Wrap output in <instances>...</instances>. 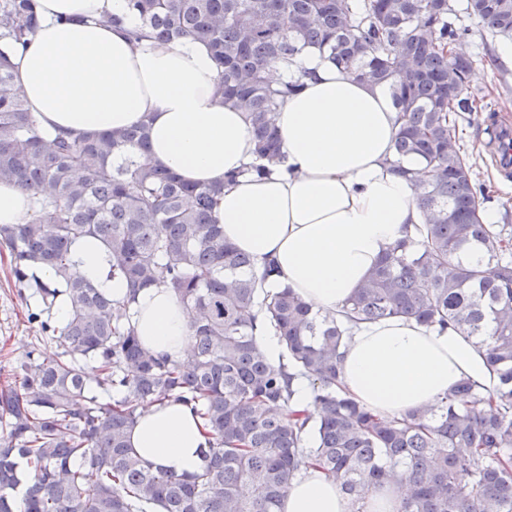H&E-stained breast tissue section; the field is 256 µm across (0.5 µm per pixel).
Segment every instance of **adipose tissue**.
<instances>
[{
    "label": "adipose tissue",
    "instance_id": "1",
    "mask_svg": "<svg viewBox=\"0 0 512 512\" xmlns=\"http://www.w3.org/2000/svg\"><path fill=\"white\" fill-rule=\"evenodd\" d=\"M38 3V28L8 58L41 124L83 133L148 124L151 163L199 186L223 184L214 214L225 241L251 257L254 275L275 261L314 310L336 312L421 223L414 183L422 164L409 161L406 177L390 167L401 121L386 86L356 79L314 47L272 69L273 81L301 88L278 110L281 159L256 178L245 173L256 158L249 109L215 97L218 69L204 41L131 43L125 31L140 19L128 0ZM105 14L121 26L100 24ZM230 173L237 179L228 184ZM35 206L30 193L0 183V224L24 223ZM75 259L104 292L125 295V284L105 274L100 242L80 241ZM132 323L150 351L189 359L187 312L170 288L143 289ZM343 354L341 384L385 417L433 404L461 380L491 381L473 341L404 318L360 326ZM129 442L145 462L179 474L198 471L207 446L201 420L171 399L149 406ZM281 512H350V505L335 481L311 471L292 481Z\"/></svg>",
    "mask_w": 512,
    "mask_h": 512
}]
</instances>
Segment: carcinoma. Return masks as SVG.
I'll return each instance as SVG.
<instances>
[{
    "mask_svg": "<svg viewBox=\"0 0 512 512\" xmlns=\"http://www.w3.org/2000/svg\"><path fill=\"white\" fill-rule=\"evenodd\" d=\"M37 0H0V181L38 195L25 224H0L19 295L56 340L0 381V512H277L292 481L313 468L336 481L352 512H367L373 487L408 486L400 512H512V225L484 224L471 166L456 138L472 60L448 56L459 33L450 0H130L142 27L161 41L206 40L219 77L214 94L244 101L264 176L280 153L276 115L299 83L273 84L269 71L314 45L350 74L389 86L400 112L394 171L416 157L424 223L389 247L338 317L314 311L279 280L263 279L224 241L213 218L224 185L199 187L148 161L142 124L97 134H49L28 111L7 51L25 45ZM492 34L512 39V0H466ZM106 252L107 278L121 300L77 268L75 242ZM36 266L52 273L43 281ZM162 283L183 303L192 358L182 364L145 348L132 324L142 289ZM69 311L63 322L57 298ZM405 317L455 329L484 353L489 387L459 382L435 404L392 418L339 387L341 348L352 328ZM263 321L284 348L267 357L255 337ZM98 368L96 388L83 364ZM310 382L313 410L293 409L294 378ZM173 399L203 422L208 447L192 474L142 461L128 436L145 405ZM27 465L26 476L18 460Z\"/></svg>",
    "mask_w": 512,
    "mask_h": 512,
    "instance_id": "1",
    "label": "carcinoma"
}]
</instances>
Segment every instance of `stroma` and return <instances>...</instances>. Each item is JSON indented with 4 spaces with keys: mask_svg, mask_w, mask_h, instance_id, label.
<instances>
[{
    "mask_svg": "<svg viewBox=\"0 0 512 512\" xmlns=\"http://www.w3.org/2000/svg\"><path fill=\"white\" fill-rule=\"evenodd\" d=\"M457 16L455 25L468 28L464 50L473 60L475 77L468 85V95L479 101L475 112H463L457 117V135L473 169L476 191L486 192L484 211L502 218L505 210H512V184H505L491 158V138L488 119L494 114L512 116V67L503 64L499 53L504 39L483 29L478 20L464 11L465 0H451ZM11 257L0 254V376L7 375L15 358L31 346H39L42 353L56 352L51 339L42 338L36 324L27 320V311L35 307L36 298L21 297L10 275Z\"/></svg>",
    "mask_w": 512,
    "mask_h": 512,
    "instance_id": "1",
    "label": "stroma"
}]
</instances>
